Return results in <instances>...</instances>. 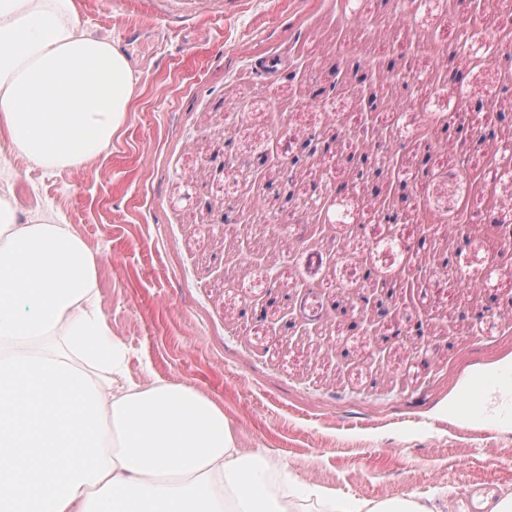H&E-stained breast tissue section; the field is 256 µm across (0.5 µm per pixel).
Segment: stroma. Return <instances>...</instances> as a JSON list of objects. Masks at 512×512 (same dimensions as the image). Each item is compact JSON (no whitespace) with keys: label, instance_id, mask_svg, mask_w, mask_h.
<instances>
[{"label":"stroma","instance_id":"35a3bbf8","mask_svg":"<svg viewBox=\"0 0 512 512\" xmlns=\"http://www.w3.org/2000/svg\"><path fill=\"white\" fill-rule=\"evenodd\" d=\"M74 2L138 73L125 125L79 170L5 159L19 207L54 205L94 255L130 377L197 388L241 447L344 494L462 512L472 486L512 493V238L488 222L512 214L493 177L512 127L424 152L439 115L512 110V68L478 65L498 44L472 27L512 33V0ZM310 132L329 154L293 164ZM386 142L399 168L357 181L352 156ZM343 183L344 222L305 209ZM374 206L398 223L366 222ZM359 288L395 310L371 336L342 313ZM421 319L425 337L395 335ZM488 377L499 410L458 411Z\"/></svg>","mask_w":512,"mask_h":512}]
</instances>
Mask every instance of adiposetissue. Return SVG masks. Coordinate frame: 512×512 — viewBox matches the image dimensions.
Masks as SVG:
<instances>
[{"mask_svg":"<svg viewBox=\"0 0 512 512\" xmlns=\"http://www.w3.org/2000/svg\"><path fill=\"white\" fill-rule=\"evenodd\" d=\"M138 80L74 0H0V141L78 170L122 128ZM323 512H429L310 481ZM287 463L238 446L197 390L128 379L96 259L54 208L0 194V512H298Z\"/></svg>","mask_w":512,"mask_h":512,"instance_id":"obj_1","label":"adipose tissue"}]
</instances>
